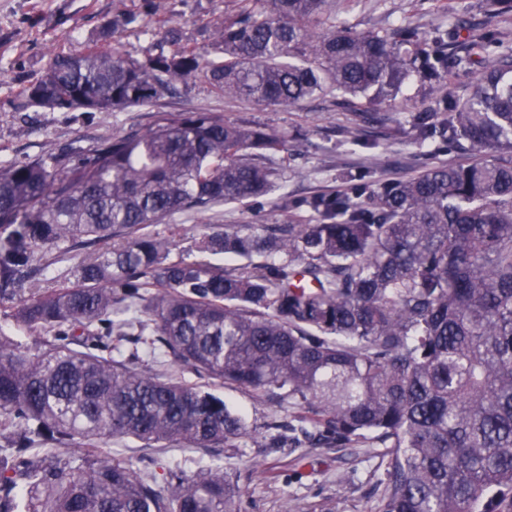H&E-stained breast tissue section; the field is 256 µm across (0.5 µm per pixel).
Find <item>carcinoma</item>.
I'll use <instances>...</instances> for the list:
<instances>
[{
  "label": "carcinoma",
  "mask_w": 512,
  "mask_h": 512,
  "mask_svg": "<svg viewBox=\"0 0 512 512\" xmlns=\"http://www.w3.org/2000/svg\"><path fill=\"white\" fill-rule=\"evenodd\" d=\"M355 2L237 0L212 25L218 60L169 29L167 54L58 53L25 89L120 112L201 76L265 106L335 95L365 121L416 77L414 140L473 158L384 182L369 168L296 202L286 135L159 112L86 151L1 164L0 316L42 343L0 332V512H241L222 465L142 471L106 448L251 437L224 399L153 370L166 362L294 401L312 445L383 449L378 512L512 508V49L473 31L457 47L453 14L423 36L336 23ZM461 67L476 82L456 97ZM270 194L287 223L205 225L185 256L150 230ZM55 249L77 259L72 279L33 287ZM268 429L267 447H301L290 425Z\"/></svg>",
  "instance_id": "1"
}]
</instances>
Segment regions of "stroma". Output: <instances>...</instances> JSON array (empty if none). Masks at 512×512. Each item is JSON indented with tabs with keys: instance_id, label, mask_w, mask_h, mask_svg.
Wrapping results in <instances>:
<instances>
[{
	"instance_id": "1",
	"label": "stroma",
	"mask_w": 512,
	"mask_h": 512,
	"mask_svg": "<svg viewBox=\"0 0 512 512\" xmlns=\"http://www.w3.org/2000/svg\"><path fill=\"white\" fill-rule=\"evenodd\" d=\"M235 0H0V163L30 161L48 154L92 148L100 141L147 128L159 112H220L226 120H246L288 137V190L294 199L341 188L346 173H357L377 160L374 179L387 181L415 175L426 164L456 165L471 154L453 144L422 148L408 136L392 135L396 123L423 111L425 86L414 82L404 96L381 109L378 123L358 120L352 107L331 97L288 109L268 107L236 97H216L201 78L178 85L176 94L122 112L52 109L30 102L26 87L45 70L52 54L79 55L92 47L117 48L142 56L160 51L158 38L145 36L146 25L179 29L184 43L206 57L217 45L207 32L234 8ZM456 13L472 24L485 18L484 0H359L348 22L366 32L401 25L419 32L439 27ZM133 24L113 38L102 39L103 27L117 14ZM284 217L267 196L247 203H227L202 213L178 212L154 225L161 236H174L176 254H184L206 224H280ZM216 395L240 408L255 428L245 447L213 451L171 446L164 453L137 439L119 443L123 456L138 466L160 457L168 466L188 472L221 463L238 476L244 490V512H376L385 465L376 449L364 444L316 448L302 462L283 449L266 445V424L277 419L297 424L299 409L291 400L259 399L240 388L214 386Z\"/></svg>"
}]
</instances>
